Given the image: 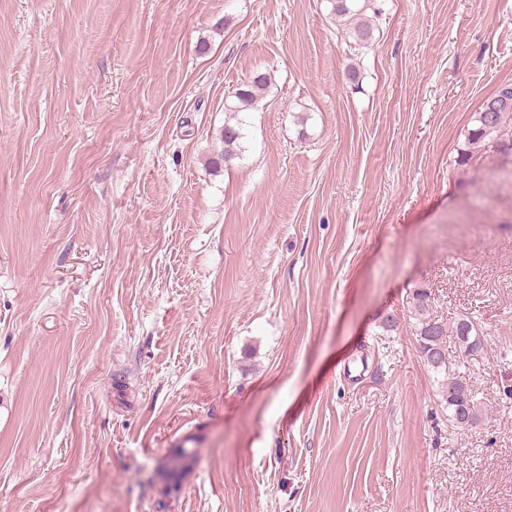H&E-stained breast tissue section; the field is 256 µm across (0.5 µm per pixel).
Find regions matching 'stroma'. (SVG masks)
Segmentation results:
<instances>
[{
    "instance_id": "1",
    "label": "stroma",
    "mask_w": 512,
    "mask_h": 512,
    "mask_svg": "<svg viewBox=\"0 0 512 512\" xmlns=\"http://www.w3.org/2000/svg\"><path fill=\"white\" fill-rule=\"evenodd\" d=\"M375 5L0 0V512H512V150L460 155L512 0ZM374 0H335L334 12L336 17L341 19L348 18L353 19L356 16H361L368 9L373 11L374 15H378L379 11L372 6ZM356 2H363L359 5ZM269 84L270 76L267 73H254L247 82L235 89L233 95H231L235 104L229 105L225 109L235 114L253 108ZM412 308L421 357L434 374L442 376L439 382L448 405V422L455 428L475 427L481 408L473 390L462 377L448 374V321L432 315L430 294L424 290L413 293ZM452 333L456 337L462 358H468L483 346V337L474 321L465 315L459 316L452 326ZM195 461V448H177L166 457L162 463L163 477L166 482L168 481L165 496L179 489L182 473L189 472Z\"/></svg>"
}]
</instances>
